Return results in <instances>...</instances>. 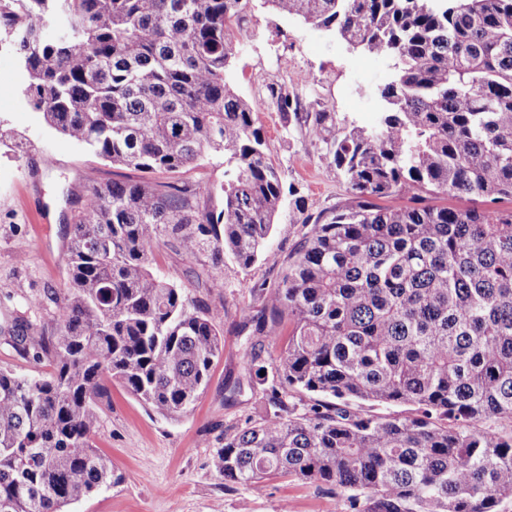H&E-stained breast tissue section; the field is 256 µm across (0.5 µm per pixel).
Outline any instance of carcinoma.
I'll return each mask as SVG.
<instances>
[{
	"label": "carcinoma",
	"mask_w": 512,
	"mask_h": 512,
	"mask_svg": "<svg viewBox=\"0 0 512 512\" xmlns=\"http://www.w3.org/2000/svg\"><path fill=\"white\" fill-rule=\"evenodd\" d=\"M277 14L389 58L366 128L271 89L290 131L342 174L347 199L306 216L252 335L288 341L247 383L267 385L211 458L232 484L315 483L346 512H502L512 501V0H264ZM247 0H29L15 42L46 123L95 156L166 181L90 185L64 256L57 335L22 315L5 340L51 358L0 370V512H66L121 482L93 446L107 383L153 412L193 409L224 355L217 314L152 270L160 245L221 273L269 262L285 187L258 112L227 76ZM48 25L61 28L44 37ZM224 153V184L183 170ZM221 193L222 204L210 205ZM400 196L406 203L382 206ZM468 201L438 205L439 198ZM265 375H260V372ZM291 390L334 399L299 408ZM364 402L409 405L368 415Z\"/></svg>",
	"instance_id": "1"
}]
</instances>
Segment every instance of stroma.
I'll list each match as a JSON object with an SVG mask.
<instances>
[{
	"label": "stroma",
	"mask_w": 512,
	"mask_h": 512,
	"mask_svg": "<svg viewBox=\"0 0 512 512\" xmlns=\"http://www.w3.org/2000/svg\"><path fill=\"white\" fill-rule=\"evenodd\" d=\"M21 72L15 55L0 54V326L25 310L43 335L52 336L66 304L63 255L87 193L86 172L94 171L102 183L141 174L104 162L50 128L25 94ZM304 74L309 83H300ZM230 78L258 112L267 157L305 197L307 213L344 202V178L305 133L288 135L268 88L286 86L303 101L323 102L356 125L369 126L381 110L379 89L392 78L387 61H366L346 42L277 16L263 0H250ZM301 221L284 210L269 241L277 263L258 262L245 271L230 262L215 274L186 264L173 246H160L155 271L186 287L203 306L220 310L224 355L194 409L176 420L110 385L94 444L111 457L122 481L72 512H345L340 498L313 484L288 477L259 487L228 485L211 467L225 435L254 416L263 395L258 386L228 395L243 374V353L252 341L240 311L261 309L263 289L279 282L304 232Z\"/></svg>",
	"instance_id": "35a3bbf8"
}]
</instances>
